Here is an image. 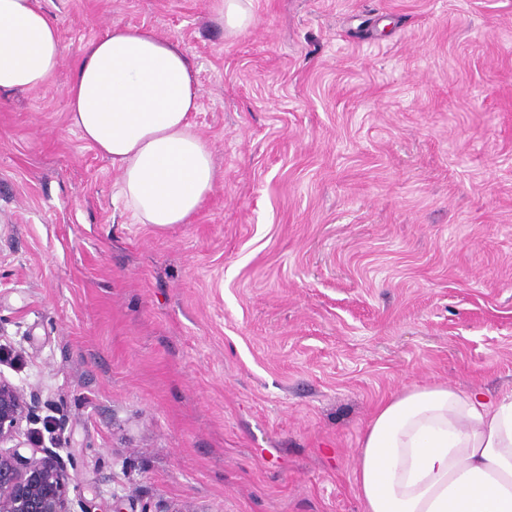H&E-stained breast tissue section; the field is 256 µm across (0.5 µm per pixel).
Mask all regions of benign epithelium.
<instances>
[{
  "label": "benign epithelium",
  "mask_w": 512,
  "mask_h": 512,
  "mask_svg": "<svg viewBox=\"0 0 512 512\" xmlns=\"http://www.w3.org/2000/svg\"><path fill=\"white\" fill-rule=\"evenodd\" d=\"M38 393L0 375V512H74L72 475L51 448L21 449L22 427L35 418Z\"/></svg>",
  "instance_id": "7a95c632"
}]
</instances>
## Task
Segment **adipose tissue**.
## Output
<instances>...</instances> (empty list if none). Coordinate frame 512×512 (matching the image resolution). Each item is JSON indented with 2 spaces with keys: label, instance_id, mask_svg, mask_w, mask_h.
Instances as JSON below:
<instances>
[{
  "label": "adipose tissue",
  "instance_id": "1",
  "mask_svg": "<svg viewBox=\"0 0 512 512\" xmlns=\"http://www.w3.org/2000/svg\"><path fill=\"white\" fill-rule=\"evenodd\" d=\"M233 38L253 0H210ZM61 62L58 27L37 0H0V92L37 90ZM69 120L110 160L136 223H190L212 192V153L192 125L197 70L179 43L146 26H113L85 43L66 89ZM364 512H512V394L490 401L411 386L377 408L357 450Z\"/></svg>",
  "mask_w": 512,
  "mask_h": 512
}]
</instances>
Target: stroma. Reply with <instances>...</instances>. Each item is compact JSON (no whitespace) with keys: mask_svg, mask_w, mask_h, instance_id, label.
Masks as SVG:
<instances>
[{"mask_svg":"<svg viewBox=\"0 0 512 512\" xmlns=\"http://www.w3.org/2000/svg\"><path fill=\"white\" fill-rule=\"evenodd\" d=\"M45 88L0 93V375L87 512H363L357 448L411 384L512 392V0H40ZM178 41L215 188L134 223L70 125L82 46ZM209 8L225 39L238 36L255 22L253 0H210Z\"/></svg>","mask_w":512,"mask_h":512,"instance_id":"stroma-1","label":"stroma"}]
</instances>
